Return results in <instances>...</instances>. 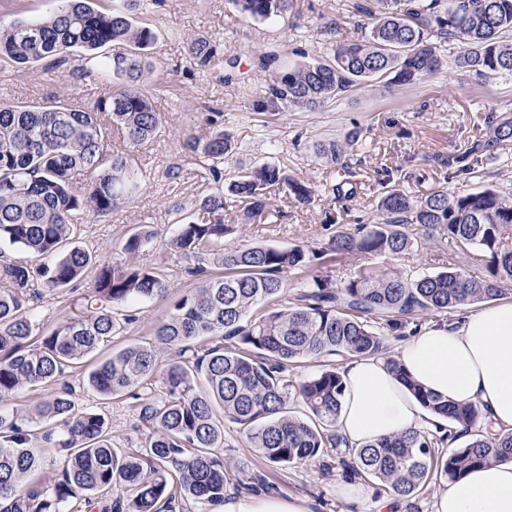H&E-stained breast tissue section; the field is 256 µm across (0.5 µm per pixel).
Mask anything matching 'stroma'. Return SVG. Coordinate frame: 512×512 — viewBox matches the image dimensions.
Returning a JSON list of instances; mask_svg holds the SVG:
<instances>
[{
    "mask_svg": "<svg viewBox=\"0 0 512 512\" xmlns=\"http://www.w3.org/2000/svg\"><path fill=\"white\" fill-rule=\"evenodd\" d=\"M355 0H297L296 13L285 19H242L227 0H165L152 21L160 38L146 61L141 83L163 120V132L140 147L135 160L142 171V187L132 201L112 214L82 227V242L99 261L120 262L125 238L147 227L157 234L154 244L141 251L140 264L158 268L167 280L171 299H179L195 287L186 272L183 255L170 248L180 217L196 213L201 197L227 189L230 181L256 166L272 163L289 177L309 183L316 199L309 206L295 204L283 191L272 190L270 224L240 223L234 211H226L224 236L228 246L294 244L318 248L340 228L372 224L379 217L384 188L397 189L419 198L437 187L449 194L494 187L512 193V138L503 142L495 162L473 164L470 174L448 177L438 161L459 154L483 136L488 113L512 110V74L501 73L478 82L459 72L446 70L414 84L393 86L372 80L309 111L290 109L274 102L268 91L271 78L300 55L321 58L333 44L350 43L361 36ZM337 21L335 35L323 28ZM198 36L211 37L218 54L239 63L238 78L220 82L216 72L190 69L186 43ZM272 55L267 69L258 57ZM106 86L81 79L71 70L50 72L36 65L0 70V98L31 102L50 95L66 94L91 101L103 96ZM221 110L224 131L232 151L224 162L220 181L201 184L190 179L172 180L170 168L187 165L189 138L206 135L212 110ZM354 136L346 162L334 165L321 158L319 145L344 142ZM350 182L346 195L332 194V186ZM453 266L466 273H481L482 267L468 248L436 246L412 248L400 255L357 254L336 257L322 265V272L346 280L366 268L376 274H397L407 279ZM137 323L113 337V348L153 341L165 305L145 302L135 306ZM85 368L70 370L65 379L76 388L79 407L105 414L114 448L138 449L148 433L139 420L135 400L101 399L85 384ZM234 467L235 480L225 487L226 499L270 493L298 499L307 512H375L374 503L383 490L378 481L365 482L355 501L340 497L338 490L347 472L336 451H328L298 467L268 468L243 439L241 427L224 424L220 450Z\"/></svg>",
    "mask_w": 512,
    "mask_h": 512,
    "instance_id": "obj_1",
    "label": "stroma"
}]
</instances>
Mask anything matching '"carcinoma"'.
<instances>
[{"mask_svg": "<svg viewBox=\"0 0 512 512\" xmlns=\"http://www.w3.org/2000/svg\"><path fill=\"white\" fill-rule=\"evenodd\" d=\"M57 10L34 21L0 23V65L50 69L76 62L81 77L106 81L111 89L92 102L52 96L32 104L0 100V405L24 387L55 383L65 372L137 322L129 307L164 301L168 286L156 269L136 257L154 238L139 230L122 245L125 260L103 265L80 295L77 310L51 328L41 326L40 291H77L93 255L74 242L86 218L106 217L129 202L141 177L131 152L153 140L162 118L139 81L142 64L159 39L139 13L162 0H58ZM296 0H229L252 20L282 17ZM366 21L362 36L337 44L318 61L298 62L275 75L271 97L290 108L314 109L362 81L388 77L408 85L448 65L445 46L457 44L453 63L470 76L512 72V0H359ZM197 70L233 69L206 38L187 43ZM214 125L187 148L200 165V180L218 182L230 145ZM489 135L442 161L449 175L471 171L472 162L498 159L512 138L509 113L488 117ZM128 148L114 152L112 136ZM321 158L338 164L344 146L334 141ZM277 186L309 205L315 190L263 164L230 183V200L219 192L203 198L199 216L181 218L170 248L193 260L199 285L171 304L155 336L174 358L152 391L161 350L153 344L120 349L95 365L88 386L109 400L137 401L150 428L141 448L117 453L103 414L78 407L75 389L56 387L35 407L0 408V512H177L184 500L212 512L224 503L230 464L213 452L224 442L223 418L243 426L249 447L270 466H296L329 448H343L354 479H375L396 498L410 499L430 483L453 480L475 465L512 461V430L489 438L476 429L482 411L449 404L414 387L421 404L439 422L352 448L336 432L344 393L339 372L329 367L298 382L288 367L303 359L348 352L399 366L390 339L416 335L422 316L493 300L512 283V198L496 188L450 195L435 190L413 200L388 190L374 224L336 232L319 249L224 245V210L234 204L245 224L271 219L268 190ZM418 227L410 234L407 227ZM463 246L476 252L483 272L454 267L415 280L355 271L336 282L316 275L299 282L293 300L277 310L259 308L288 293L284 274H302L328 255H399L427 244ZM217 264L224 275L208 274ZM379 321V326L368 320ZM463 426L465 447L449 455ZM63 459L48 484L27 478L42 469L43 449ZM131 490L112 500V489Z\"/></svg>", "mask_w": 512, "mask_h": 512, "instance_id": "cac0c4a2", "label": "carcinoma"}]
</instances>
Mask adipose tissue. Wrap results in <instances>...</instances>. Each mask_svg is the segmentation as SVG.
Instances as JSON below:
<instances>
[{
  "label": "adipose tissue",
  "instance_id": "obj_1",
  "mask_svg": "<svg viewBox=\"0 0 512 512\" xmlns=\"http://www.w3.org/2000/svg\"><path fill=\"white\" fill-rule=\"evenodd\" d=\"M397 358L412 380L442 397L478 405L485 434L512 429V301L434 322ZM336 427L353 446L429 427V413L382 360L349 356ZM433 512H512V461L475 468L452 480Z\"/></svg>",
  "mask_w": 512,
  "mask_h": 512
}]
</instances>
